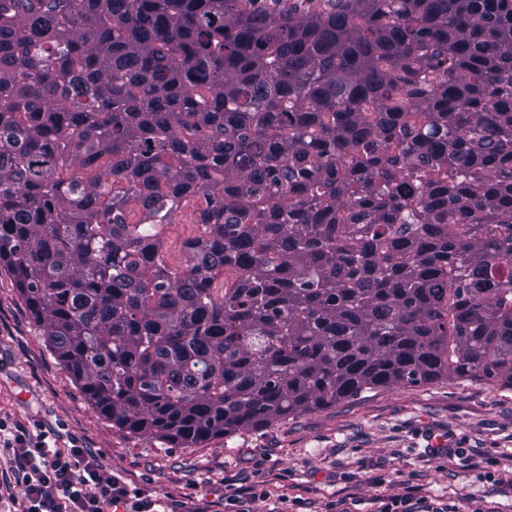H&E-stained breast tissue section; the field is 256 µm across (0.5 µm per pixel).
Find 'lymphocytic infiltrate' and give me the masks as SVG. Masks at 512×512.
I'll return each instance as SVG.
<instances>
[{
	"instance_id": "obj_1",
	"label": "lymphocytic infiltrate",
	"mask_w": 512,
	"mask_h": 512,
	"mask_svg": "<svg viewBox=\"0 0 512 512\" xmlns=\"http://www.w3.org/2000/svg\"><path fill=\"white\" fill-rule=\"evenodd\" d=\"M0 448L10 452V473L24 490L22 512H104L119 504L154 512L153 502L132 500L101 459L79 446L61 450L0 421Z\"/></svg>"
}]
</instances>
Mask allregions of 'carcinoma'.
Returning a JSON list of instances; mask_svg holds the SVG:
<instances>
[{
    "mask_svg": "<svg viewBox=\"0 0 512 512\" xmlns=\"http://www.w3.org/2000/svg\"><path fill=\"white\" fill-rule=\"evenodd\" d=\"M0 264L90 405L178 448L512 388V0H0ZM181 220L182 221L176 224L166 225L162 235L167 242L168 248L171 249L174 264H178L184 259V253L182 251L183 241L198 233L196 224H186L191 223L186 215L182 217Z\"/></svg>",
    "mask_w": 512,
    "mask_h": 512,
    "instance_id": "obj_1",
    "label": "carcinoma"
}]
</instances>
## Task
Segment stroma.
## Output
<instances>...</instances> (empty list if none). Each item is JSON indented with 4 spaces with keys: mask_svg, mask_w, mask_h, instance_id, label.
Here are the masks:
<instances>
[{
    "mask_svg": "<svg viewBox=\"0 0 512 512\" xmlns=\"http://www.w3.org/2000/svg\"><path fill=\"white\" fill-rule=\"evenodd\" d=\"M0 419L71 441L163 512H377L406 497L512 512V389L450 377L373 390L193 448L114 429L0 267Z\"/></svg>",
    "mask_w": 512,
    "mask_h": 512,
    "instance_id": "35a3bbf8",
    "label": "stroma"
}]
</instances>
